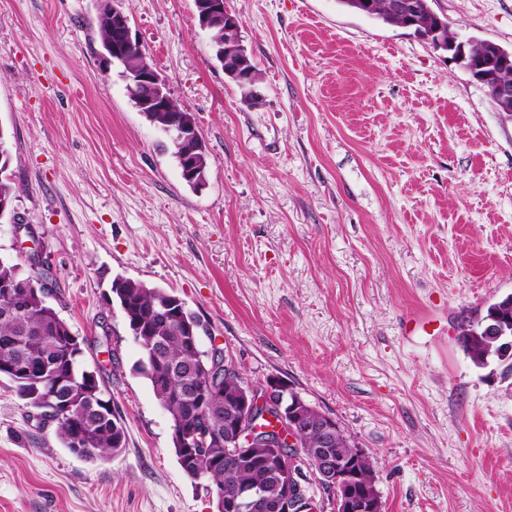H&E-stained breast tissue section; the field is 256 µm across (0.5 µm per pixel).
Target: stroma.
Wrapping results in <instances>:
<instances>
[{
  "label": "stroma",
  "instance_id": "stroma-1",
  "mask_svg": "<svg viewBox=\"0 0 512 512\" xmlns=\"http://www.w3.org/2000/svg\"><path fill=\"white\" fill-rule=\"evenodd\" d=\"M260 73L242 98L193 0H124L209 151L190 189L96 53L95 0H0V131L52 301L103 362L127 444L95 463L0 379V512H216L140 371L116 275L175 291L244 377H276L379 464L384 512H512V371L473 365L463 318L512 294V115L447 51L339 0H226ZM512 49V0H434ZM430 326L410 324L417 315ZM110 353H103V339Z\"/></svg>",
  "mask_w": 512,
  "mask_h": 512
}]
</instances>
